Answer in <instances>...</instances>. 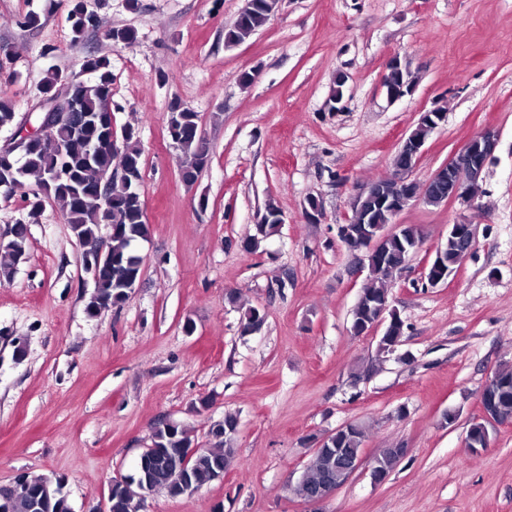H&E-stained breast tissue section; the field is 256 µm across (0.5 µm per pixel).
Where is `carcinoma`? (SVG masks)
<instances>
[{
    "instance_id": "1",
    "label": "carcinoma",
    "mask_w": 512,
    "mask_h": 512,
    "mask_svg": "<svg viewBox=\"0 0 512 512\" xmlns=\"http://www.w3.org/2000/svg\"><path fill=\"white\" fill-rule=\"evenodd\" d=\"M279 6V0H245L234 24L224 30L226 46H236L251 38L263 27ZM72 40L80 41L90 29L100 24L97 13L86 7V0H74L69 13ZM80 72L89 75L83 80L77 74L63 73L56 69L47 72L41 85V93L54 94L60 85L73 84L79 100V112L72 124L60 126L34 140L17 157L0 155V190H12L24 186V178L34 175L38 179V192L25 198L28 216L36 218L41 197H52L62 204L67 223L76 238L89 252L106 244L108 260L94 271V290L86 305L88 316L94 317L101 310L123 303L140 279L143 257L136 246L151 236L139 192L142 179V153L137 134L126 128L122 136V171L104 181L103 176L113 166V155L103 148L111 135L110 125L102 118L112 111V71L110 60L105 56L84 57ZM387 82L395 87L415 78L408 68L390 70ZM169 123L176 129L173 143L190 181L197 180L208 166L210 150L200 134L198 115L187 106L173 101L169 106ZM16 124L15 104L9 98L0 97V128ZM55 177H49V173ZM106 194L112 207V227L108 238L99 234L100 222L106 215L99 203L100 194ZM263 216L265 223L255 225V234L242 242L247 253L256 252L261 243L274 235L282 223L280 210L270 204ZM394 222L389 208L372 198L355 211L348 227L356 235L372 226L384 228ZM422 242L421 230L413 225H402L385 237L377 251L363 256L368 272V284L356 302L352 312V331L360 335L367 312L377 314L378 309L390 303L389 284L394 273L407 266L415 247ZM468 240L463 234L448 232L445 243L439 248L441 266L429 270V275L442 280L457 269V257ZM28 225L19 221L8 231L7 239L0 242V250L11 258V264L0 266V280L11 278L13 264L27 252ZM388 324L379 338L378 350L392 352L403 342L404 322L396 311L389 309ZM265 322V313L251 307L240 322V331L248 335ZM483 403L491 408L493 417L502 421L512 419V366L505 364L494 374L492 387L484 394ZM489 422L475 421L467 432L471 448H484L489 442ZM238 431V419L233 414L215 423L209 435L216 439L210 447L201 448L185 464L186 481L180 482L168 471L167 464L175 458L178 448L195 445L189 431L173 421H161L153 429L152 451L139 457L136 471L113 490L112 512H143L149 493L163 492L175 498L190 495L220 478L236 461L233 448L234 435ZM363 428L352 423L319 441L314 459L305 468L295 492L302 499L330 479L343 484L347 476L336 471V449L347 448L352 453L362 449ZM405 449L384 448L372 460L374 469L389 473L402 459ZM30 494L13 499L9 512H72L67 495L60 484L43 475L23 474Z\"/></svg>"
}]
</instances>
